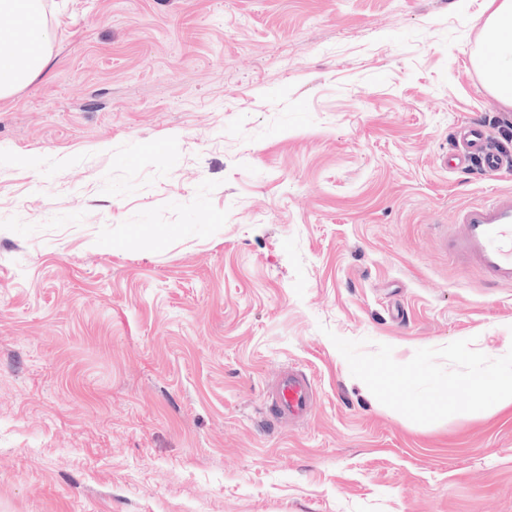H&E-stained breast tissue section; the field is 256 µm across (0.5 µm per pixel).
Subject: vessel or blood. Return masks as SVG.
<instances>
[{"label":"vessel or blood","mask_w":512,"mask_h":512,"mask_svg":"<svg viewBox=\"0 0 512 512\" xmlns=\"http://www.w3.org/2000/svg\"><path fill=\"white\" fill-rule=\"evenodd\" d=\"M459 148L444 154L442 165L448 170L465 168L479 160L489 173L497 172V156L485 149L481 126L467 123L458 133ZM449 248L476 265L491 284L512 286V195L495 193L482 202L462 210L449 241ZM269 411L281 420H302L314 407L315 391L309 377L290 366L281 371L269 395Z\"/></svg>","instance_id":"1"}]
</instances>
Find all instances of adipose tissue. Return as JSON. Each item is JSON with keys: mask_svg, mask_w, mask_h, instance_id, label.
<instances>
[{"mask_svg": "<svg viewBox=\"0 0 512 512\" xmlns=\"http://www.w3.org/2000/svg\"><path fill=\"white\" fill-rule=\"evenodd\" d=\"M490 12L482 27V46L474 65L485 88L503 106L512 108V0H489ZM36 0H0V13L13 22L0 26V40L13 50L0 54V98L40 77L47 65V36L43 25L24 28L23 21L35 17Z\"/></svg>", "mask_w": 512, "mask_h": 512, "instance_id": "1", "label": "adipose tissue"}]
</instances>
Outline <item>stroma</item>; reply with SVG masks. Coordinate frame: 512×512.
<instances>
[{"label": "stroma", "mask_w": 512, "mask_h": 512, "mask_svg": "<svg viewBox=\"0 0 512 512\" xmlns=\"http://www.w3.org/2000/svg\"><path fill=\"white\" fill-rule=\"evenodd\" d=\"M487 0H41L0 99V512H512V406L417 424L332 336L512 350V287L448 256L512 194L438 158L512 124ZM301 425L264 417L286 364ZM39 1L35 0H1L0 13L12 16L9 26H0V42L9 41L12 52L0 54V98L13 94L19 87L33 82L40 77L47 65L45 50L47 36L44 26L23 25L25 18L36 17ZM21 29H27L19 33ZM489 9L474 65L491 95L504 107L512 108V1L489 0ZM270 413L281 420H303L314 407L315 391L309 377L296 366L281 371L268 395Z\"/></svg>", "instance_id": "35a3bbf8"}]
</instances>
